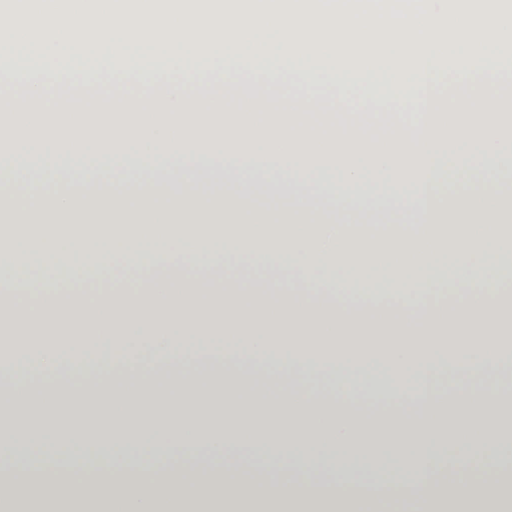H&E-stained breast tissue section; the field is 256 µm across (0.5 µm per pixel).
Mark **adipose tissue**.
<instances>
[{
	"label": "adipose tissue",
	"mask_w": 512,
	"mask_h": 512,
	"mask_svg": "<svg viewBox=\"0 0 512 512\" xmlns=\"http://www.w3.org/2000/svg\"><path fill=\"white\" fill-rule=\"evenodd\" d=\"M240 138H132L24 146L48 156L101 151L97 170L31 167L0 157V335L22 343L14 371L49 372L93 352L121 364L144 344L155 359L185 350L220 353L268 373L297 369L335 378L348 399L356 382L382 370L411 378L416 420L370 423L339 405L298 390L287 401L241 396L229 378H187L162 386L115 387L89 397L80 388L14 385L9 411L30 410L42 446L105 448L113 461L136 460L154 476L129 484L81 482L59 493L46 482L16 494L0 483V512H375L376 495L349 490V477L375 481L399 474L418 512H512V472L487 464L474 494L453 479L422 485V475L451 448L512 447V389L447 391L435 387L438 366L483 369L512 356L501 339L512 298L483 271L445 289L435 269L466 251L512 248V159H492L462 185L443 160L362 143L255 139L244 167L214 175L225 149ZM144 160L121 163L127 151ZM335 161L344 192L321 169ZM389 175L393 195L369 187L370 173ZM97 253L101 265L85 263ZM251 254L269 276L234 285L233 257ZM162 264L167 276L129 288L122 282L83 288L111 276V259ZM209 280H189L187 262ZM381 272L399 306L356 287L355 277ZM194 454L169 470L157 453ZM245 454L244 475L231 479L226 460ZM286 465L324 484L318 494L286 491L272 478Z\"/></svg>",
	"instance_id": "1"
}]
</instances>
